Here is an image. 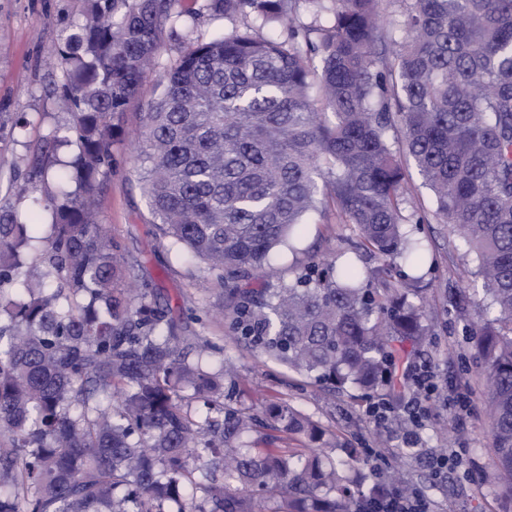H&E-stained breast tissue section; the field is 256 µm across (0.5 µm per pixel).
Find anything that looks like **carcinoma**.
<instances>
[{
  "mask_svg": "<svg viewBox=\"0 0 512 512\" xmlns=\"http://www.w3.org/2000/svg\"><path fill=\"white\" fill-rule=\"evenodd\" d=\"M180 0H86L60 52L73 174L52 211L37 283L26 250L39 216L0 208V512H372L415 491L365 489L367 449L286 401H242L222 347L187 333L169 300L116 288L123 267L98 224L122 114L176 33ZM206 0L235 23L163 75L146 112L140 179L159 239L207 263L231 335L364 402L396 401V363L424 323L421 243L405 228L401 157L479 261L490 304L462 335L481 361L497 479L512 490V0ZM313 22H300L302 14ZM272 36H263L260 28ZM330 110L333 120L322 119ZM372 270L312 261L293 279L240 288L300 232L320 198Z\"/></svg>",
  "mask_w": 512,
  "mask_h": 512,
  "instance_id": "1",
  "label": "carcinoma"
}]
</instances>
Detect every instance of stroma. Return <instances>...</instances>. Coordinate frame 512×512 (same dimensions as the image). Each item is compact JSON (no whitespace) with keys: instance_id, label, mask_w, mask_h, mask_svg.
<instances>
[{"instance_id":"1","label":"stroma","mask_w":512,"mask_h":512,"mask_svg":"<svg viewBox=\"0 0 512 512\" xmlns=\"http://www.w3.org/2000/svg\"><path fill=\"white\" fill-rule=\"evenodd\" d=\"M84 5L85 0H0V122L5 125L0 131V207L23 216L34 202L45 201L57 190V168L39 177L33 169L53 137L72 133L73 117L58 104L57 59L63 35L82 24ZM230 28L224 17L205 14L177 34H164L154 65L127 107L126 134L112 145L115 164L101 192V222L125 259V280L184 300L183 322L224 345L223 353L212 358V367L233 364L251 389V403L286 400L323 428L371 449V465L398 463L426 512H512V492L496 481L484 378L475 358L466 357L460 338L444 328L451 291L471 292L473 317L489 303L475 276L476 255L455 242L449 226L425 224L418 233L425 245L419 270L425 288L422 304L432 337L417 348L412 367L429 368L437 390L431 402L421 403L416 423L400 408L388 418L375 419L369 403L322 390L236 342L225 324L223 293L204 285V264L156 239L138 175L144 114L161 93L164 72L197 42L223 36ZM351 235L349 227L326 223L314 212L306 218L302 238L294 246L277 248L270 262L277 276L288 280L308 262L345 251ZM408 444L424 449V456H401Z\"/></svg>"}]
</instances>
